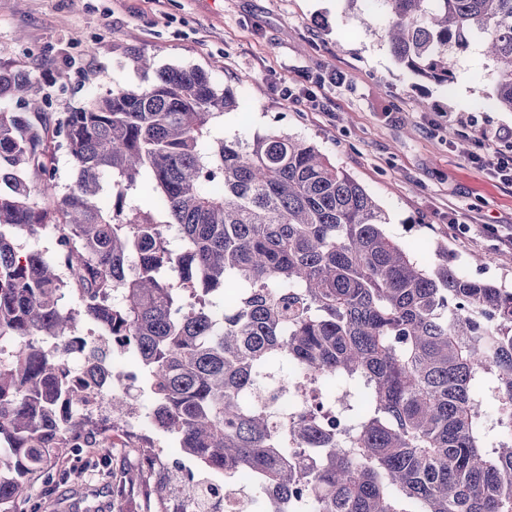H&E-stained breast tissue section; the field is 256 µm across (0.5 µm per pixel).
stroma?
Masks as SVG:
<instances>
[{
    "mask_svg": "<svg viewBox=\"0 0 512 512\" xmlns=\"http://www.w3.org/2000/svg\"><path fill=\"white\" fill-rule=\"evenodd\" d=\"M152 59L145 73L135 55ZM0 64L24 68L50 92L54 118L93 93L145 86L165 67H198L239 100L224 136L278 128L308 138L377 201L387 231L420 262L437 246L462 273L512 288V184L474 163L512 127L493 100L496 75L477 46L457 55L453 83L399 65L380 34H361L345 0H0ZM131 403L153 396L129 356L110 353ZM110 454L126 480L113 498L95 462ZM141 448L93 442L57 459L64 481L26 488L27 512H153Z\"/></svg>",
    "mask_w": 512,
    "mask_h": 512,
    "instance_id": "stroma-1",
    "label": "stroma"
}]
</instances>
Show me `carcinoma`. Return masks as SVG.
I'll use <instances>...</instances> for the list:
<instances>
[{
  "instance_id": "obj_1",
  "label": "carcinoma",
  "mask_w": 512,
  "mask_h": 512,
  "mask_svg": "<svg viewBox=\"0 0 512 512\" xmlns=\"http://www.w3.org/2000/svg\"><path fill=\"white\" fill-rule=\"evenodd\" d=\"M367 2L379 8L365 27L384 16L395 59L436 84L454 78L456 50L485 44L512 112V0ZM2 100L0 340L19 346L0 358V512H25L24 489L92 443L81 401L129 414L127 390L95 386L106 352H89L82 385L56 357L84 321L134 349L159 430L224 488L249 479L252 512H512V289L463 275L446 249L420 264L312 142L279 129L225 139L236 94L200 68L93 94L53 122L37 78L0 66ZM59 138L76 171L64 194ZM145 181L156 205H128ZM47 226L53 260L16 249ZM66 294L78 307L61 306ZM272 361L293 377L247 401ZM327 379L337 396L275 421L279 393ZM338 396L344 436L324 419ZM147 475L155 512L194 480Z\"/></svg>"
}]
</instances>
